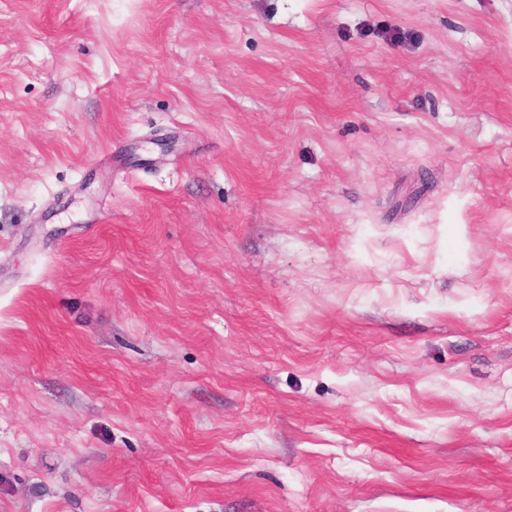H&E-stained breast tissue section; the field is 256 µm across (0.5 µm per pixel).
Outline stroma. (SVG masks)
Instances as JSON below:
<instances>
[{"label": "stroma", "instance_id": "stroma-1", "mask_svg": "<svg viewBox=\"0 0 512 512\" xmlns=\"http://www.w3.org/2000/svg\"><path fill=\"white\" fill-rule=\"evenodd\" d=\"M0 512H512V0H0Z\"/></svg>", "mask_w": 512, "mask_h": 512}]
</instances>
